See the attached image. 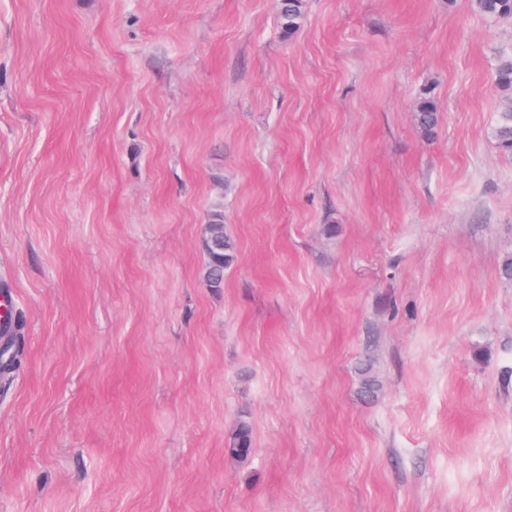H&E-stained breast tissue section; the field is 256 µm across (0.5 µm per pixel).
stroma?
I'll return each mask as SVG.
<instances>
[{"instance_id": "stroma-1", "label": "stroma", "mask_w": 512, "mask_h": 512, "mask_svg": "<svg viewBox=\"0 0 512 512\" xmlns=\"http://www.w3.org/2000/svg\"><path fill=\"white\" fill-rule=\"evenodd\" d=\"M511 56L467 0H0V512H512ZM304 19V0H287L278 5V24L284 38L294 36ZM415 120L421 134L431 138L439 122L438 107L434 99L428 96L420 97L416 104ZM490 134L499 151L512 157V103L496 112ZM204 250V279L207 286L218 291L224 286V275L237 260L236 245L224 224V213L216 208L207 216ZM252 431L245 420L239 421L226 441V453L234 458L246 459L251 451Z\"/></svg>"}]
</instances>
